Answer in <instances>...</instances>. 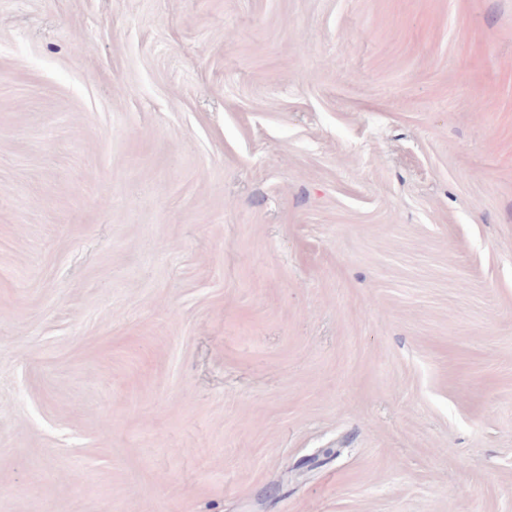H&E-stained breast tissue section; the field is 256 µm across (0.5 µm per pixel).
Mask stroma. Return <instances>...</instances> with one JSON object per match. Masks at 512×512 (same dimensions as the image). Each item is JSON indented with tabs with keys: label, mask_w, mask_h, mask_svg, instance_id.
<instances>
[{
	"label": "stroma",
	"mask_w": 512,
	"mask_h": 512,
	"mask_svg": "<svg viewBox=\"0 0 512 512\" xmlns=\"http://www.w3.org/2000/svg\"><path fill=\"white\" fill-rule=\"evenodd\" d=\"M0 512H512V0H0Z\"/></svg>",
	"instance_id": "1"
}]
</instances>
